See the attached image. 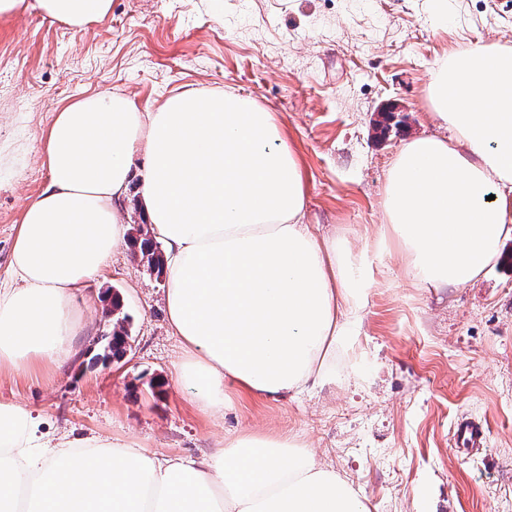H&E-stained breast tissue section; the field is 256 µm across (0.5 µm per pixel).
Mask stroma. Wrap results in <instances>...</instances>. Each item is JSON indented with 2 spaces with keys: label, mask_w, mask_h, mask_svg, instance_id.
Wrapping results in <instances>:
<instances>
[{
  "label": "stroma",
  "mask_w": 512,
  "mask_h": 512,
  "mask_svg": "<svg viewBox=\"0 0 512 512\" xmlns=\"http://www.w3.org/2000/svg\"><path fill=\"white\" fill-rule=\"evenodd\" d=\"M512 46V0H112L77 32L28 5L0 19V281L26 202L49 181L45 138L62 105L130 94L146 112L207 86L273 112L305 174V222L343 236L372 284L332 379L291 398L230 391L211 417L173 388L184 357L165 306L166 277L121 246L75 298L72 355L0 378L49 436L136 438L157 458L205 460L254 428L314 448L362 489L369 512H512V266L461 286H419L380 239V197L407 135L439 133L429 84L469 45ZM119 290L133 347L87 369ZM164 383L161 396L148 384ZM481 419L486 450L455 448L459 416Z\"/></svg>",
  "instance_id": "obj_1"
}]
</instances>
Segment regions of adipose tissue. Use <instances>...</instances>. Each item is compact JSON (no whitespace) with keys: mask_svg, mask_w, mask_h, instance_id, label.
I'll list each match as a JSON object with an SVG mask.
<instances>
[{"mask_svg":"<svg viewBox=\"0 0 512 512\" xmlns=\"http://www.w3.org/2000/svg\"><path fill=\"white\" fill-rule=\"evenodd\" d=\"M84 31L112 0H36ZM450 137L405 141L389 169L382 232L415 284L462 285L512 235V49L451 54L429 87ZM143 152L147 218L171 255L166 302L186 359L174 384L212 416L227 386L297 396L327 380L349 347L366 265L340 237L305 222L306 178L273 113L196 89L141 111L99 93L57 112L48 186L25 206L0 286V372L67 357L72 300L110 265L125 228L117 203ZM0 512H368L362 491L301 444L244 431L209 459L159 460L132 440L41 433L0 401Z\"/></svg>","mask_w":512,"mask_h":512,"instance_id":"adipose-tissue-1","label":"adipose tissue"}]
</instances>
